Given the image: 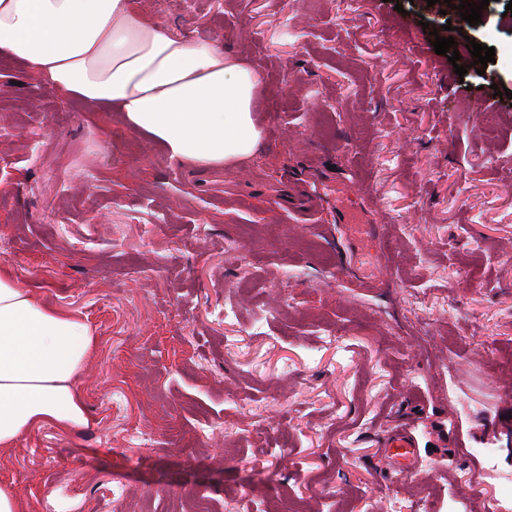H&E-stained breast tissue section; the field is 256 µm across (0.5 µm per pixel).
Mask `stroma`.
<instances>
[{
	"label": "stroma",
	"mask_w": 512,
	"mask_h": 512,
	"mask_svg": "<svg viewBox=\"0 0 512 512\" xmlns=\"http://www.w3.org/2000/svg\"><path fill=\"white\" fill-rule=\"evenodd\" d=\"M511 1L136 0L261 76L218 170L0 53V265L98 338L88 427L0 450L27 512H512Z\"/></svg>",
	"instance_id": "1"
}]
</instances>
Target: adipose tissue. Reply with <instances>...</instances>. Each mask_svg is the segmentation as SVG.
Masks as SVG:
<instances>
[{
  "instance_id": "adipose-tissue-1",
  "label": "adipose tissue",
  "mask_w": 512,
  "mask_h": 512,
  "mask_svg": "<svg viewBox=\"0 0 512 512\" xmlns=\"http://www.w3.org/2000/svg\"><path fill=\"white\" fill-rule=\"evenodd\" d=\"M0 52L53 89L107 107L178 163L237 162L259 142V74L223 48L163 30L132 0H0ZM95 344L85 316L0 266V449L43 425H88L78 379Z\"/></svg>"
}]
</instances>
